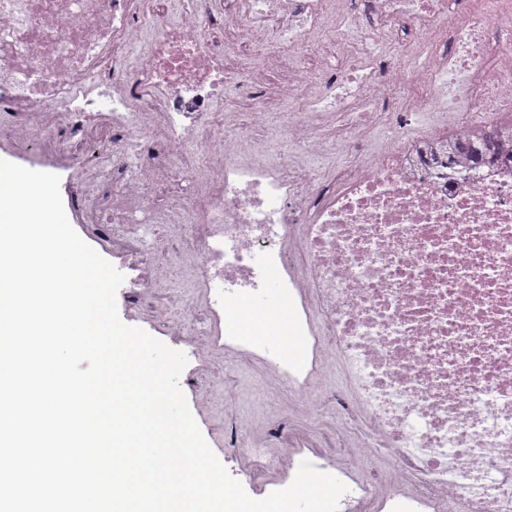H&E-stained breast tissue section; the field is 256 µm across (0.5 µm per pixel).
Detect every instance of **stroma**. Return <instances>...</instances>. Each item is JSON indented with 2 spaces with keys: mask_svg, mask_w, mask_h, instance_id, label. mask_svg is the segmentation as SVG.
I'll return each mask as SVG.
<instances>
[{
  "mask_svg": "<svg viewBox=\"0 0 512 512\" xmlns=\"http://www.w3.org/2000/svg\"><path fill=\"white\" fill-rule=\"evenodd\" d=\"M116 301L124 324L167 341V329L155 317L156 308L166 301L164 295L130 299L120 294ZM273 374L263 351L243 355L228 347L219 355L196 357L180 377V387L204 439L246 493L256 500L264 499V487L279 483L280 477L272 470L255 474L242 457V449L253 448L259 454L270 455L280 432L285 430L309 437L320 448L350 457L362 440L358 431L343 438L334 433L342 404L353 399L340 363L324 365L311 378L313 392L331 396L332 402L308 413L289 412L282 401L268 392L266 382ZM232 398L237 401V414L231 423L224 419V406Z\"/></svg>",
  "mask_w": 512,
  "mask_h": 512,
  "instance_id": "stroma-1",
  "label": "stroma"
}]
</instances>
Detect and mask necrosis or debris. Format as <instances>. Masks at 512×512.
Here are the masks:
<instances>
[{
    "label": "necrosis or debris",
    "mask_w": 512,
    "mask_h": 512,
    "mask_svg": "<svg viewBox=\"0 0 512 512\" xmlns=\"http://www.w3.org/2000/svg\"><path fill=\"white\" fill-rule=\"evenodd\" d=\"M169 3L0 0L8 148L52 157L89 200L68 220L111 225L126 288H161L177 241L206 300L159 307L170 336L213 321L247 354L264 333L270 387L296 411L341 363L357 406L336 432L369 435L334 469L339 512H512V0ZM380 42L405 81L380 68ZM458 69L473 80L452 102ZM228 87L242 111L219 109ZM282 103L288 153L263 138ZM394 112L431 118L373 148ZM475 125L500 153L446 164ZM271 287L279 304L257 306ZM277 446L288 476L321 463L290 434ZM379 460L383 481L360 476Z\"/></svg>",
    "instance_id": "obj_1"
}]
</instances>
